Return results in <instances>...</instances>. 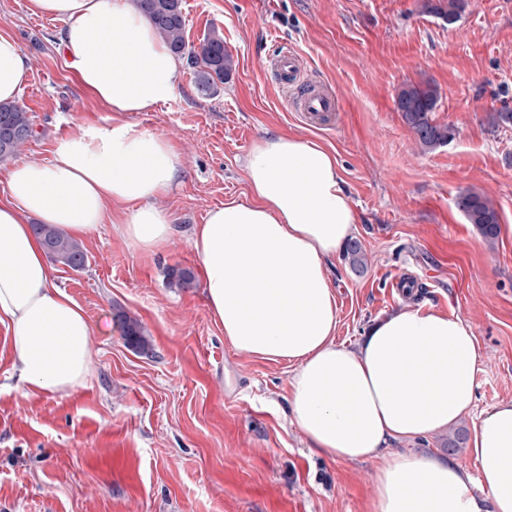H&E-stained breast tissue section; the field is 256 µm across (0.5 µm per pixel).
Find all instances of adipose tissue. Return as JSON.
<instances>
[{"label": "adipose tissue", "mask_w": 512, "mask_h": 512, "mask_svg": "<svg viewBox=\"0 0 512 512\" xmlns=\"http://www.w3.org/2000/svg\"><path fill=\"white\" fill-rule=\"evenodd\" d=\"M65 19L61 49L83 87L113 111L149 112L178 82V61L137 0H30ZM30 71L21 44L0 33V102ZM180 160L163 136L119 119L59 141L51 162H22L0 201V324L31 391L65 396L89 374L91 326L56 285L30 222L88 233L126 203L123 234L157 253L172 219L153 206ZM251 198L210 211L193 249L210 310L238 352L293 368L291 422L311 447L354 462L394 440H421L467 415L470 464L414 451L383 457L370 512H512V402L475 412L478 348L471 325L427 305L379 320L352 349L338 344L327 261L351 239L356 214L334 152L311 139L255 142L245 165Z\"/></svg>", "instance_id": "adipose-tissue-1"}]
</instances>
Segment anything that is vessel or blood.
Segmentation results:
<instances>
[{
	"label": "vessel or blood",
	"instance_id": "b4317fda",
	"mask_svg": "<svg viewBox=\"0 0 512 512\" xmlns=\"http://www.w3.org/2000/svg\"><path fill=\"white\" fill-rule=\"evenodd\" d=\"M269 65L286 92L291 110L315 125L328 126L337 110L336 96L321 82L305 79L300 54L288 46H281Z\"/></svg>",
	"mask_w": 512,
	"mask_h": 512
}]
</instances>
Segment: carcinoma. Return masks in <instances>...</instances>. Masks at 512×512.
Wrapping results in <instances>:
<instances>
[{"mask_svg":"<svg viewBox=\"0 0 512 512\" xmlns=\"http://www.w3.org/2000/svg\"><path fill=\"white\" fill-rule=\"evenodd\" d=\"M142 12L151 20L157 35L170 51L194 69L195 82L203 92H211L224 83L235 70L234 57L224 45V35L217 29L208 32L195 46L186 39L182 0H138ZM465 10V0H419V11L436 16L452 25ZM437 86L429 80L403 84L396 95V105L404 121L413 130L421 150L432 152L448 144L451 133L448 126L434 122L432 113L439 102ZM0 122L8 125L15 139L4 146L0 141V161L17 155L35 136L29 112L16 102H0ZM456 206L468 223L477 227L483 238L491 242L498 237L500 215L494 202L487 196L466 190L456 198ZM51 260L74 270L83 268L87 261L84 246L77 239L47 225H34ZM344 257L351 268L362 273L366 257L359 241L351 239L344 248ZM169 284L188 289L195 286L194 272L189 268L171 267ZM118 322L129 346L144 351L150 345L149 336L141 322L127 314L118 316Z\"/></svg>","mask_w":512,"mask_h":512,"instance_id":"cac0c4a2","label":"carcinoma"}]
</instances>
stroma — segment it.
<instances>
[{
    "label": "stroma",
    "instance_id": "stroma-1",
    "mask_svg": "<svg viewBox=\"0 0 512 512\" xmlns=\"http://www.w3.org/2000/svg\"><path fill=\"white\" fill-rule=\"evenodd\" d=\"M186 35H224L236 69L201 94L189 65L173 98L126 121L170 140L180 155L171 191L154 199L174 232L149 254L121 232L129 205L80 238L88 260L54 275L93 327L91 370L69 396L35 394L13 369L0 325V512H368L381 458L339 462L310 448L291 424V369L235 351L203 286L170 287V267L198 269L196 225L225 202L250 197L246 156L267 135L301 136L334 151L368 257L355 273L328 264L339 306L337 339L356 347L369 327L408 304L471 324L481 373L476 408L512 401V0H467L455 24L419 13L418 0H183ZM66 23L28 0H0V31L30 59L18 103L36 132L19 155L52 160L58 140L104 125L110 106L83 88L58 50ZM338 100L321 130L287 107L264 63L280 42ZM432 81L433 114L452 138L421 152L396 106L403 83ZM494 200L505 229L487 244L455 201ZM403 279L408 298L393 292ZM139 319L148 353L129 347L118 313Z\"/></svg>",
    "mask_w": 512,
    "mask_h": 512
}]
</instances>
